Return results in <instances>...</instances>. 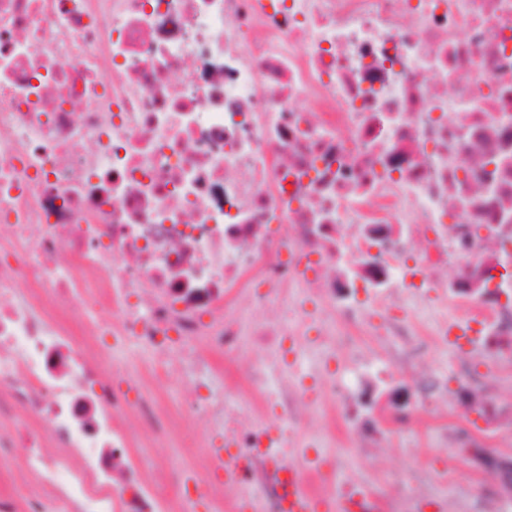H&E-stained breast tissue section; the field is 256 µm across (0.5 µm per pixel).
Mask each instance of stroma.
Returning <instances> with one entry per match:
<instances>
[{
    "mask_svg": "<svg viewBox=\"0 0 512 512\" xmlns=\"http://www.w3.org/2000/svg\"><path fill=\"white\" fill-rule=\"evenodd\" d=\"M324 425L321 407H314L309 413L313 447H298L296 455L316 454L321 465L335 470L337 487L348 483L369 486L380 512H491L496 503L512 512V496L503 494L495 477L474 463L472 446L480 436L456 402L448 404V435L456 440L452 448L441 447L438 438L423 436L418 429L396 447H344L330 440ZM211 430V424H197L191 448L183 447L178 434L162 445L152 444L142 435L134 436L133 441L140 454L172 470L199 469ZM223 501L224 477L214 474L192 503L169 493L166 512H216Z\"/></svg>",
    "mask_w": 512,
    "mask_h": 512,
    "instance_id": "1",
    "label": "stroma"
}]
</instances>
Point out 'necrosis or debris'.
<instances>
[{
  "label": "necrosis or debris",
  "mask_w": 512,
  "mask_h": 512,
  "mask_svg": "<svg viewBox=\"0 0 512 512\" xmlns=\"http://www.w3.org/2000/svg\"><path fill=\"white\" fill-rule=\"evenodd\" d=\"M456 295L475 348L512 361V0H0V455L38 491L0 512H162V464L124 469L127 420L165 441L200 418L271 460L312 401L362 447L435 421L448 379L410 366L448 349ZM429 312L425 332L405 314ZM372 327L385 363L323 370ZM298 340L314 365L289 383ZM141 345L154 378L263 349L243 382L264 415L196 393L170 407L99 359ZM460 406L495 438L512 406Z\"/></svg>",
  "instance_id": "4bbe7bcc"
}]
</instances>
